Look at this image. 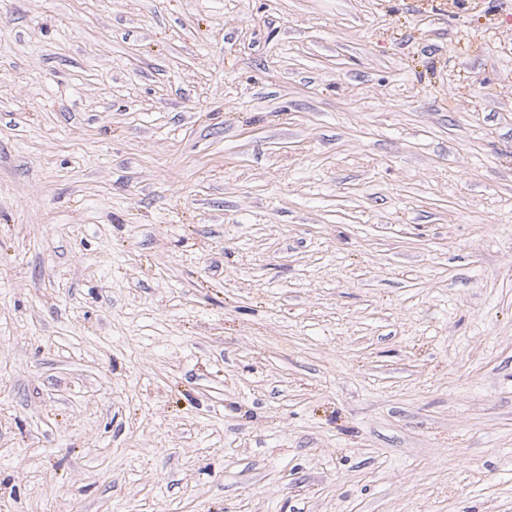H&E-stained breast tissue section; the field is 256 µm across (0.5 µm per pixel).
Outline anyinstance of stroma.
<instances>
[{
	"label": "stroma",
	"instance_id": "35a3bbf8",
	"mask_svg": "<svg viewBox=\"0 0 512 512\" xmlns=\"http://www.w3.org/2000/svg\"><path fill=\"white\" fill-rule=\"evenodd\" d=\"M0 512H512V0H0Z\"/></svg>",
	"mask_w": 512,
	"mask_h": 512
}]
</instances>
